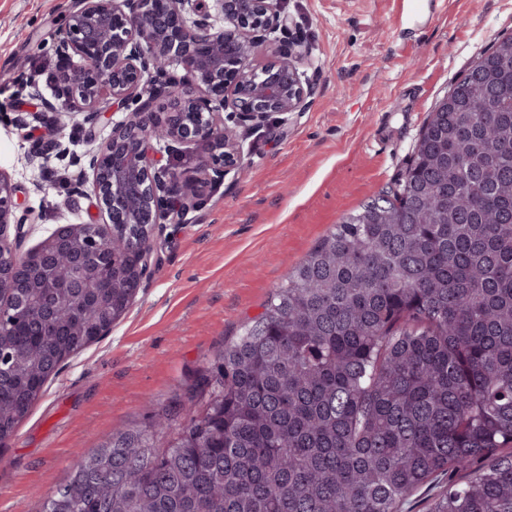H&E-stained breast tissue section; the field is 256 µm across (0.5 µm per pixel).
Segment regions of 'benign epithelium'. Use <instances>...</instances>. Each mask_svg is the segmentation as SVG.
<instances>
[{"instance_id":"7a95c632","label":"benign epithelium","mask_w":512,"mask_h":512,"mask_svg":"<svg viewBox=\"0 0 512 512\" xmlns=\"http://www.w3.org/2000/svg\"><path fill=\"white\" fill-rule=\"evenodd\" d=\"M289 30L283 0H73L54 34V50L70 67L49 97L36 81L27 85L24 114L39 121L46 112L79 113L93 124L112 104L126 117L87 152V168L74 180L76 193L92 185L94 222L61 225L41 242L68 265L65 279L52 264L35 275L38 287L58 289L55 308L68 303L66 289L94 287L105 254L134 253L145 274L155 226L182 220L193 206L192 184L240 169L243 136L268 115L306 109L314 80L301 68L310 64L311 45L290 37L282 50L267 40ZM264 45L270 58L259 62ZM167 141H206L211 153L184 179L156 166L153 144ZM17 193L0 170V292L27 269ZM26 312L23 300L0 311V328Z\"/></svg>"}]
</instances>
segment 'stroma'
<instances>
[{
  "label": "stroma",
  "mask_w": 512,
  "mask_h": 512,
  "mask_svg": "<svg viewBox=\"0 0 512 512\" xmlns=\"http://www.w3.org/2000/svg\"><path fill=\"white\" fill-rule=\"evenodd\" d=\"M284 2L292 30L313 46L309 106L269 117L244 138L241 169L209 180L184 223L157 225L152 266L128 312L63 365L0 447V512H42L80 452L148 425L334 224L402 177L428 113L476 57L512 35V0H415L416 20L397 0ZM70 6L0 0V170L32 213L27 250L92 212L46 146L60 139L81 156L112 131L51 112L18 121L16 80L33 77L48 93L59 76L52 35ZM40 151L45 159L17 166ZM155 151L185 173L210 145L170 141Z\"/></svg>",
  "instance_id": "1"
}]
</instances>
